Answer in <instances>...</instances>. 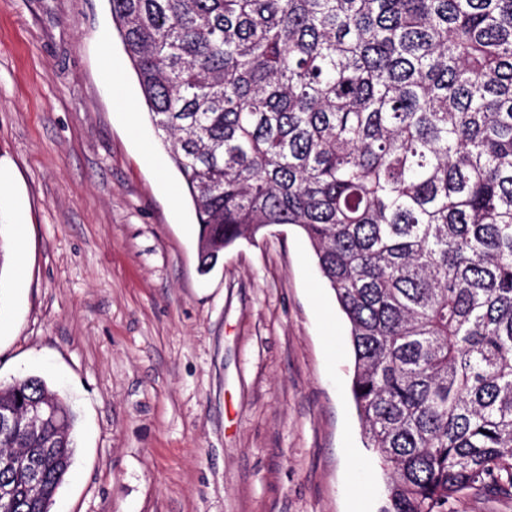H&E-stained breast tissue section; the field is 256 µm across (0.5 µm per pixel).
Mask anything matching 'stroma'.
Segmentation results:
<instances>
[{
	"label": "stroma",
	"instance_id": "stroma-1",
	"mask_svg": "<svg viewBox=\"0 0 512 512\" xmlns=\"http://www.w3.org/2000/svg\"><path fill=\"white\" fill-rule=\"evenodd\" d=\"M139 102L107 0H0V213L25 216L0 225V381L39 376L77 413L51 512H376L348 323L308 240L274 226L200 274Z\"/></svg>",
	"mask_w": 512,
	"mask_h": 512
}]
</instances>
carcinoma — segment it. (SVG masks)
Wrapping results in <instances>:
<instances>
[{
  "label": "carcinoma",
  "instance_id": "cac0c4a2",
  "mask_svg": "<svg viewBox=\"0 0 512 512\" xmlns=\"http://www.w3.org/2000/svg\"><path fill=\"white\" fill-rule=\"evenodd\" d=\"M198 224L199 271L298 228L349 324L378 512L512 496V0H108ZM0 512H51L75 414L38 376Z\"/></svg>",
  "mask_w": 512,
  "mask_h": 512
}]
</instances>
